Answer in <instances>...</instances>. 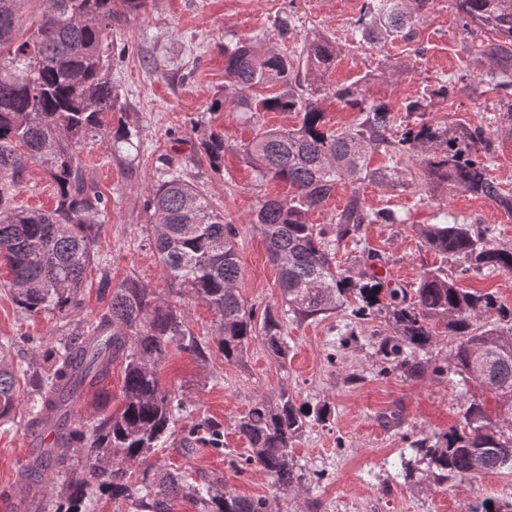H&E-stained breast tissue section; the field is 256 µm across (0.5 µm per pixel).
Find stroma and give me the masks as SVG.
Here are the masks:
<instances>
[{"instance_id": "1", "label": "stroma", "mask_w": 512, "mask_h": 512, "mask_svg": "<svg viewBox=\"0 0 512 512\" xmlns=\"http://www.w3.org/2000/svg\"><path fill=\"white\" fill-rule=\"evenodd\" d=\"M362 0H149L145 12L113 22L112 44L124 52L110 77L119 97L117 113L138 130V158L130 160L95 141L82 151L84 173L112 207L99 231V262L87 272L78 306L66 317L33 316L14 301L10 277L0 259V350L19 376L21 403L14 422L0 425V491L9 489L28 454L26 447L29 378L46 374L42 344L82 333L104 311L110 294L100 286L102 275L113 282L133 277L170 298L174 287L150 244L145 204L157 179L158 156H167L186 179L203 186L225 222L239 232L243 274L238 289L256 311L281 306L278 270L253 223L259 200L289 198L286 184L260 181L243 161L241 147L258 129L292 128L293 112H261L256 122L235 111L212 112L210 105L224 91V48L239 39L271 35L275 21L292 16L296 29L279 50L295 55L305 38L329 37L337 48L336 66L327 85L358 83L367 99L400 108L410 97L448 79L447 100L436 101L432 117L458 126L500 124V113L512 98L487 83L483 50L486 30L461 21L456 0H432L412 30V41L395 40L357 47L355 21ZM224 134V169L211 170L192 150L209 130ZM371 174L360 188L338 184L327 204L311 212V223L329 225L352 191L366 206L388 207L404 218L400 224H366L361 236L374 253L373 270L383 287L413 288L427 271L455 270L453 261L430 250L419 227L467 219L492 227L494 244L512 247V214L493 201L460 192L439 182H413L399 165L374 153ZM17 205L51 209L53 188L38 166L15 191ZM187 322L210 349L206 360L172 352L160 370L163 387L182 393L186 409L174 434L149 457L160 469L174 468L194 480L217 476L243 496H265L275 512H470L487 498L512 502V470L482 473L443 486L399 477L400 455L412 441L446 432L461 420L460 389L447 367L456 340L438 336L430 352L441 374L407 377L393 371L378 349L386 324L355 321L348 309L305 321H288V362L280 364L262 341H252L241 361L225 362L217 350L218 317L204 303L185 301ZM122 373L113 364L111 376L81 397L78 418L91 425L121 405ZM288 389L297 405L328 408L330 420H307L293 445L297 467L313 480L295 497L276 495L271 479L243 466L248 443L234 430L235 420L260 399ZM208 420L220 430L219 443L202 435L192 447L182 438L192 424ZM322 479H315V472Z\"/></svg>"}]
</instances>
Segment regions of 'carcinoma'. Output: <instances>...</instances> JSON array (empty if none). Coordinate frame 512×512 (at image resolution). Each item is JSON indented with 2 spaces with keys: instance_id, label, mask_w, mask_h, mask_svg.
Wrapping results in <instances>:
<instances>
[{
  "instance_id": "1",
  "label": "carcinoma",
  "mask_w": 512,
  "mask_h": 512,
  "mask_svg": "<svg viewBox=\"0 0 512 512\" xmlns=\"http://www.w3.org/2000/svg\"><path fill=\"white\" fill-rule=\"evenodd\" d=\"M24 0H0V255L12 275L15 302L31 314L63 316L79 304L85 274L95 263L98 227L111 198L84 174L81 153L88 142L106 140L116 153L139 154L137 133L124 121L111 127L117 93L112 69V17L138 15L147 0H43L39 25L24 30ZM430 0H363L356 21L359 42L378 45L411 37V21ZM468 23L491 34L484 54L493 63L512 61V0H458ZM309 76L286 53L261 51L245 40L224 47V94L213 111L296 112L299 125L259 132L243 156L258 179L283 181L293 189L286 199L260 201L253 223L264 235L277 263L282 311L256 318L238 290L242 266L235 225L224 222L206 191L165 161L146 200L152 244L162 270L176 285L177 301L162 299L142 283L127 278L112 288L105 311L83 336H65L46 345L43 356L52 371L36 376L28 426L75 415L82 386L107 377L112 362L122 367V406L116 413L81 429L58 430L53 447L60 478L58 512H82L89 495L99 492L127 501L132 512H174L177 502L195 512H272L267 497H246L227 482L212 478L189 482L177 470H158L148 461L171 436V425L184 401L162 387L159 366L171 350L206 359L205 347L188 328L181 298L188 295L219 315L218 350L224 361L243 358L250 342L262 338L267 351L286 363L289 317L305 320L350 307L362 321L380 319L390 329L379 351L392 369L410 376L432 370L428 356L435 329L458 339L454 373L462 384L474 380L497 398L491 416L482 400L463 401L462 422L447 432L422 437L410 448L426 464L435 485L450 478L512 469V308L488 292L465 290L440 271L424 273L408 295L404 288L381 294L376 276L353 272L336 262L337 249L365 251L358 238L364 224H401L390 208L372 209L355 191L336 213V230L308 222L342 181L369 177L368 159L380 152L404 161L410 175L446 183L454 189L495 202L512 214V197L488 174L493 133L482 127L448 125L433 119L406 123L393 131L397 118L384 101H370L356 83L330 87L325 76L336 65V46L324 36L301 47ZM495 87L512 90V70L490 71ZM280 92L257 97L262 86ZM330 94L359 113L357 123L335 128L326 121L320 97ZM197 151L214 171L224 168V135L211 131ZM31 164L52 182L56 205L43 212L17 206L14 190ZM490 228L453 222L425 224L424 243L458 263L459 274L512 273V248L492 244ZM495 321H489L490 317ZM18 378L0 354V423L14 420L19 405ZM309 412L295 405L288 389L256 401L234 427L249 445L244 463L273 481L279 494L298 493L306 474L294 464L293 442ZM79 446L90 482L71 470L70 451Z\"/></svg>"
}]
</instances>
